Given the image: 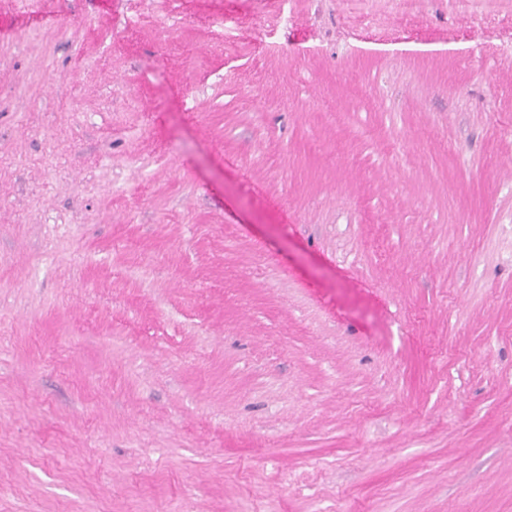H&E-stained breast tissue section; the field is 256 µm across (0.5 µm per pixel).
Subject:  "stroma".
I'll use <instances>...</instances> for the list:
<instances>
[{
  "label": "stroma",
  "mask_w": 512,
  "mask_h": 512,
  "mask_svg": "<svg viewBox=\"0 0 512 512\" xmlns=\"http://www.w3.org/2000/svg\"><path fill=\"white\" fill-rule=\"evenodd\" d=\"M0 512H512V0H0Z\"/></svg>",
  "instance_id": "obj_1"
}]
</instances>
